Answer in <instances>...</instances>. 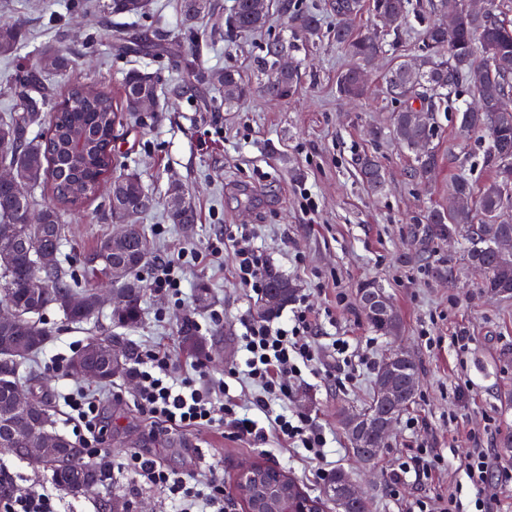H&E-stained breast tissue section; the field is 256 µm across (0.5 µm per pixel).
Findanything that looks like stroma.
<instances>
[{"label":"stroma","instance_id":"stroma-1","mask_svg":"<svg viewBox=\"0 0 512 512\" xmlns=\"http://www.w3.org/2000/svg\"><path fill=\"white\" fill-rule=\"evenodd\" d=\"M213 16L188 24L180 0H146L142 16L129 22L128 49L112 43L114 16L74 10L72 0H0V20L21 22L27 37L17 54L0 57V117L12 111L16 98L4 89L18 71L37 68L38 52L51 45L72 59V79L91 87L119 92L124 74L138 69L157 75L162 86L183 79L187 57L218 74L227 68L250 71L266 43L291 34L282 0H272L271 27L258 36H218L232 12L234 0H216ZM297 9L316 11L321 27L317 36L300 39L288 57L301 81L288 97L274 101L258 86L234 106L225 109L218 82L189 88L183 97L159 96L152 111L119 125L114 142L118 169L136 172L153 197L155 209L139 218L152 244L153 263L142 277L148 288L142 318L127 338L138 351L164 342L173 353L178 373L190 372L194 358L186 353L179 333L191 320L209 351L210 377L225 381L230 394L248 399L241 379L227 377L241 359L238 338L256 322L258 295L242 287L234 274L232 248L215 264L188 260L202 252L216 234L233 238L248 228L252 243L267 261L266 269L297 286L296 296L315 308H333L332 321L316 335L320 346L336 336L371 340L374 365L400 346L415 360L419 377L412 402L400 412L385 447L370 463L359 462L343 430L339 413L368 404L374 373L365 371L348 389L337 383L330 357L303 381L295 384L291 409L311 414L326 431L327 471L343 469L364 489L370 512H406L416 498L435 500L463 483V456L471 434L491 425L487 441L500 467L512 470V448L502 442L512 435V298L491 296L480 288L464 254V236L420 245L414 229L427 212L448 201V185L459 172L475 183L493 176L486 161V145L459 136L457 111L474 100L467 85H459L457 106L438 114L434 137L439 163L428 182L413 176L414 161L390 135V118L399 107L385 91V75L399 59L421 52L426 18L410 17L400 32L386 28L372 11V0H362L356 19L361 32L376 34L382 53L371 68L363 100L350 102L336 90L339 73L350 63L337 47L334 18L328 0H291ZM167 40L154 46L156 31ZM375 155L385 171V185L373 191L363 184L358 156ZM180 183L188 192L196 220L174 224L167 218L168 190ZM310 190L319 212L308 218L301 210V190ZM108 191H100L66 214V237L60 248L65 267L85 285H100L101 273L84 261L98 242L112 234L115 221L108 207ZM182 258V296L157 292L150 283L155 263ZM374 283L396 308L402 331L398 340L375 334L360 305V289ZM207 284L212 303L195 308L199 284ZM347 301L336 306L337 292ZM52 331L45 347L20 370L21 379L36 377L43 385L53 425L72 436L61 400L63 393L86 388L68 373L49 369L51 357L73 354L89 333L112 326V308L103 306L97 318L83 324L64 320L58 311L43 314ZM470 339L467 351H458L454 336ZM435 345H426V337ZM135 384L120 378L101 389L103 433L97 439L110 451V476L99 492L75 496L53 483L50 473L33 470L14 452L0 450V479L22 487L34 486L53 497L58 512H112L114 503L128 512H173L166 492L134 484L118 464L130 452L158 459L178 474L211 473L224 484V494L235 512L244 505L235 489L243 466L253 461L277 466L298 479L311 495H322L324 484L296 449L276 440L258 445L236 439L224 430L202 428L184 432L151 425L134 404ZM415 428H407L408 419ZM433 448L441 458V472L428 481H411L398 493L389 489V473L416 445Z\"/></svg>","mask_w":512,"mask_h":512}]
</instances>
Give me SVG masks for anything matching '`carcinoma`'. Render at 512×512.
Wrapping results in <instances>:
<instances>
[{
  "instance_id": "carcinoma-1",
  "label": "carcinoma",
  "mask_w": 512,
  "mask_h": 512,
  "mask_svg": "<svg viewBox=\"0 0 512 512\" xmlns=\"http://www.w3.org/2000/svg\"><path fill=\"white\" fill-rule=\"evenodd\" d=\"M145 0H109L108 12L114 16L139 17ZM329 11L336 18L333 37L353 58L354 63L337 79V91L346 98L364 95L368 67L382 53V46L370 36L355 33L352 21L360 11V0H329ZM427 11L443 17L448 9L457 15L453 38H448V26L438 20L424 32L425 53L415 59L396 61L385 78L386 93L405 106L391 115V134L404 149L413 153L414 176L428 179L438 165V154L433 146L436 131V112L448 107L452 94L465 83L479 101L475 109L458 112L459 127L487 142V160L492 166L494 180L476 185L469 177L459 175L448 187V207H435L425 216V240L450 237L462 233L471 241L466 252L468 263H480L485 268L481 288L495 297L512 298V252L496 254L486 247L501 238H512V19L490 2L484 12L472 13L466 0H428ZM184 19L188 22L214 14V0H181ZM411 0H373V10L380 16H389L394 27L409 17ZM270 20L269 0H236L229 20V31L235 35L253 34L265 29ZM297 34L306 37L317 34L319 19L313 13H297L292 17ZM25 36L18 23L0 24V57L16 54ZM293 44L286 39L274 38L266 44L264 56L256 59L253 74L260 80L265 95L288 96L300 82L297 68L278 66L277 55L288 53ZM481 50L482 61L475 59ZM71 67V59L48 46L41 53L39 69L24 72L15 81L14 94L20 101L19 111L0 120V164L14 170L24 187L17 195L9 185H0V254L11 256V265L0 266V302L11 305L17 321L8 332L0 329V380L8 379L20 385V367L50 340L51 332L41 316L55 308L64 318L75 324L89 321L99 311L96 289L76 284L74 277L63 265L54 264L40 271L36 255L43 249L59 250L65 238L66 211L77 207L93 196L99 180L105 176L117 179L115 195L108 200L111 215L119 218L123 212L142 205L148 192L141 179L133 174L114 175L115 158L112 140L120 124V114L134 116L139 112L137 101L141 97H157L158 78L149 73L129 71L123 78L120 99L102 88L95 96L82 95L83 86L65 84L59 100L52 105L50 115L31 96L41 92L40 76L62 74ZM224 107L231 108L249 88V80L239 70H224ZM48 122L45 137L31 136V129ZM77 134L87 140L86 153L75 160L69 153V143ZM359 174L370 188L379 190L385 182L382 165L371 155L357 160ZM49 196L39 205L37 193ZM184 189L173 184L169 188L167 216L173 224H192L193 208L182 205ZM36 208L41 216V232L31 233L26 215ZM151 258V244L144 229L137 227L120 245H113L112 237L100 240L90 262L106 268L114 263L122 265L126 276L115 281L117 289L128 293L127 310L113 317L119 328L132 330L141 320L145 288H125L129 281H140L139 272ZM41 276L43 287L34 288L35 276ZM266 291L256 308L260 319L278 314L291 302L297 288L275 273L265 274ZM368 325L383 336L397 337L401 331V318L393 307L383 311L362 307ZM183 344L193 354L205 352L206 343L196 336L189 322L181 327ZM124 345L120 363L111 359L112 343ZM136 357L135 349L119 333L92 335L73 356L69 372L79 376L77 363L101 370V380L108 382L125 375L129 363ZM384 382L381 372L373 379L372 396L361 415L369 417L367 426L356 431V413L343 410L340 419L345 433L357 453H367L384 436L381 421L385 410L379 405L378 395ZM28 416L40 421L53 434L51 442L43 445L36 458L28 449L33 437L17 433L7 440L5 447L27 460L36 470L51 472L56 485L74 494H88L102 486L105 469L102 465L85 460V449L53 428L44 397ZM271 477L265 471L256 473V498L266 505ZM351 479L342 470L332 472L325 483L323 497H310L298 480H290L281 492L290 499H307L323 512L326 503L336 505V512H364V502L353 496Z\"/></svg>"
}]
</instances>
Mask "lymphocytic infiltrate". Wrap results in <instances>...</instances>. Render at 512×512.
<instances>
[{"mask_svg":"<svg viewBox=\"0 0 512 512\" xmlns=\"http://www.w3.org/2000/svg\"><path fill=\"white\" fill-rule=\"evenodd\" d=\"M235 273L239 283L259 294L264 288L266 260L250 243L249 232H240L233 240ZM321 315L308 302H299L292 313L290 325L273 327L265 321L250 325L240 338L244 354L243 375L253 388L250 404L270 418L268 427L248 423L238 396L225 386L210 387L208 365L199 360L195 373L179 376L173 369V355L166 346L146 349L134 371L138 387L135 404L152 423L184 430L221 427L230 435L255 442L276 439L288 447L301 450L304 458L320 464L326 459L327 436L314 418L289 408L293 386L301 382L304 370L313 369L322 351L315 342ZM63 402L76 428L88 433L100 432V403L91 390L66 393ZM123 473L140 486L158 487L167 491L181 505L179 512H228L224 485L214 478L198 475H176L158 460L134 451L120 464ZM462 469L475 495L462 501L460 492L430 503L412 500V512H488V492L494 479L501 475L492 453L486 448L469 449Z\"/></svg>","mask_w":512,"mask_h":512,"instance_id":"lymphocytic-infiltrate-1","label":"lymphocytic infiltrate"}]
</instances>
